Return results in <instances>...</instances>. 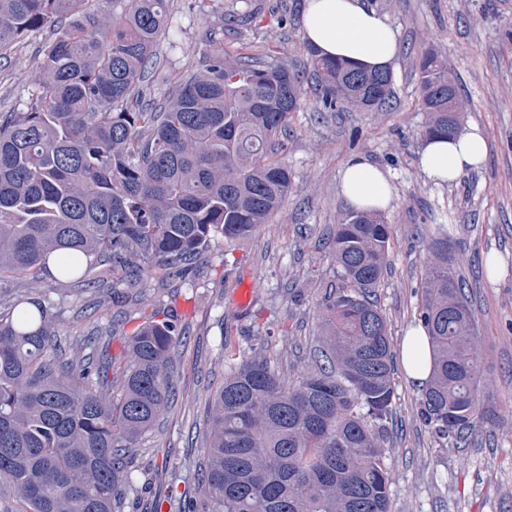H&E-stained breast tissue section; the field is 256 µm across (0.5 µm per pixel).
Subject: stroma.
<instances>
[{"instance_id":"obj_1","label":"stroma","mask_w":512,"mask_h":512,"mask_svg":"<svg viewBox=\"0 0 512 512\" xmlns=\"http://www.w3.org/2000/svg\"><path fill=\"white\" fill-rule=\"evenodd\" d=\"M385 14L399 34L391 68L394 97L372 111L294 113L285 160L292 172L288 199L273 223L225 251L212 245L199 274L168 295L149 281L140 310L119 319L130 335L151 308L175 310L187 341L175 357L177 401L140 443L134 489L125 512H177L167 494L195 493L205 417L213 392L230 365L265 345L271 366L287 383L313 367L320 346V283L338 269L327 232L350 209L340 190L346 158L361 154L392 175L395 193L385 218L392 226L389 266L376 299L399 354L418 320L420 282L440 231L468 283L477 321L474 345L482 356L485 392L497 409L494 422L477 423L468 441L437 436L423 417V392L395 370V395L385 445L391 512H512V0H365ZM306 0H171V32L161 35L144 83L146 99L165 104L195 71L211 31L225 50L288 65L306 73L314 95L311 48L302 35ZM247 15L230 27L229 13ZM287 26H279L280 15ZM53 36L30 34L0 58V113L18 110L37 85L41 50ZM435 50L459 88L461 126H478L490 145L486 164L457 184L439 186L417 165L427 121L421 105L419 65ZM248 285L250 299L236 292ZM87 294L50 291L46 302L60 313L58 334L69 338L106 323L87 310Z\"/></svg>"}]
</instances>
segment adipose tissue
Instances as JSON below:
<instances>
[{
	"label": "adipose tissue",
	"mask_w": 512,
	"mask_h": 512,
	"mask_svg": "<svg viewBox=\"0 0 512 512\" xmlns=\"http://www.w3.org/2000/svg\"><path fill=\"white\" fill-rule=\"evenodd\" d=\"M305 40L322 57L344 58L370 69H385L396 60L398 32L389 18L364 0H307L302 19ZM489 146L478 127L451 138L425 140L418 154L423 174L439 185H452L466 172L483 167ZM341 193L357 210L386 212L392 203V176L362 155L349 156L342 167ZM406 380L425 386L432 369L431 343L422 325L411 327L400 351Z\"/></svg>",
	"instance_id": "ef3b65f1"
}]
</instances>
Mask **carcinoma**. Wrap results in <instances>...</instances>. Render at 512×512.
<instances>
[{
	"label": "carcinoma",
	"mask_w": 512,
	"mask_h": 512,
	"mask_svg": "<svg viewBox=\"0 0 512 512\" xmlns=\"http://www.w3.org/2000/svg\"><path fill=\"white\" fill-rule=\"evenodd\" d=\"M91 0H0V57L29 33L56 36L23 109L0 113V512H121L133 449L176 398L184 336L171 314L110 351L114 320L57 348V315L38 293L70 283L180 286L212 242L232 245L271 223L288 199L284 161L304 76L235 57L209 34L199 67L158 108L140 98L169 0H121L105 20ZM317 108L373 110L393 97L388 69L312 54ZM428 121L450 135L448 66L419 65ZM391 225L345 214L330 232L339 279L323 292L321 363L287 385L256 355L211 398L200 499L183 512H390L384 465L395 389L388 325L372 298ZM419 320L433 373L424 420L462 437L496 411L484 399L476 316L448 234L429 245Z\"/></svg>",
	"instance_id": "obj_1"
}]
</instances>
